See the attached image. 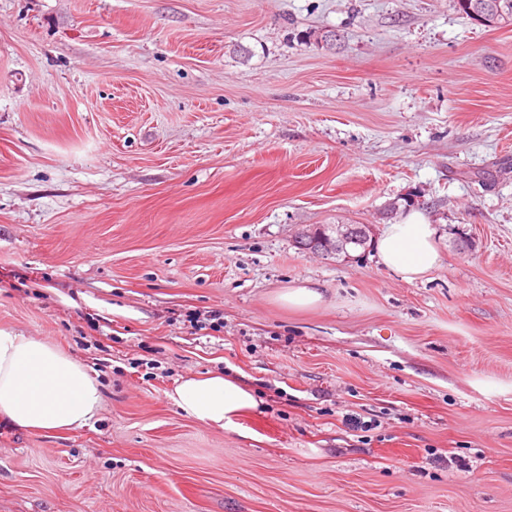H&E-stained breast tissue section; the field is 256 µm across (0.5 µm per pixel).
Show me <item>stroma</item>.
<instances>
[{
	"instance_id": "obj_1",
	"label": "stroma",
	"mask_w": 512,
	"mask_h": 512,
	"mask_svg": "<svg viewBox=\"0 0 512 512\" xmlns=\"http://www.w3.org/2000/svg\"><path fill=\"white\" fill-rule=\"evenodd\" d=\"M409 209L441 264L296 248ZM469 251H458L459 241ZM304 282L323 301L283 305ZM0 329L99 383L0 512H512V26L453 0H0ZM259 401L240 432L181 378ZM170 398L190 417L235 432H240L239 415L256 409L259 403L248 387L221 372L181 379Z\"/></svg>"
}]
</instances>
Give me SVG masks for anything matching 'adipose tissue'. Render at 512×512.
I'll use <instances>...</instances> for the list:
<instances>
[{
  "label": "adipose tissue",
  "mask_w": 512,
  "mask_h": 512,
  "mask_svg": "<svg viewBox=\"0 0 512 512\" xmlns=\"http://www.w3.org/2000/svg\"><path fill=\"white\" fill-rule=\"evenodd\" d=\"M379 263L413 282L437 268L442 255L427 217L418 211L388 225L376 243ZM190 417L235 431L239 415L258 401L239 380L223 373L188 376L171 395ZM102 406V394L86 367L53 344L24 332L0 329V422L28 431L80 428Z\"/></svg>",
  "instance_id": "adipose-tissue-1"
}]
</instances>
